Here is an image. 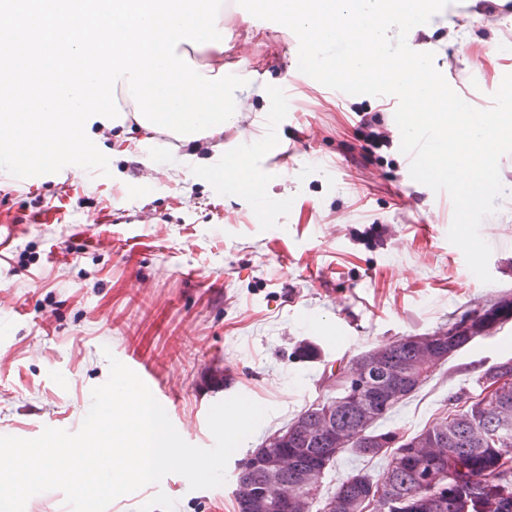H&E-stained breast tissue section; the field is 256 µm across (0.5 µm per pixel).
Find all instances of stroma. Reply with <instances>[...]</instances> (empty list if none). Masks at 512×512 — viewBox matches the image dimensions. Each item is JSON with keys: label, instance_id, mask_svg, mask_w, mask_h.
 <instances>
[{"label": "stroma", "instance_id": "stroma-1", "mask_svg": "<svg viewBox=\"0 0 512 512\" xmlns=\"http://www.w3.org/2000/svg\"><path fill=\"white\" fill-rule=\"evenodd\" d=\"M243 13L227 0L224 71L249 82L223 150L244 153L239 130L266 135L267 206L203 174L199 159L222 158L210 141L147 139L130 101L124 124L88 123L110 176L77 167L15 186L0 175V436L79 430L112 356L149 370L189 444L213 446L205 412L216 402L242 395L270 410L223 486L193 490L170 474L107 512H236L239 463L327 396L332 366L512 298V154L500 159L506 192L480 226L492 248L485 284L447 238L452 201L410 176L397 99L306 79L297 36L241 23ZM407 43L434 52L451 87L488 108L512 73V0H450ZM304 343L313 358H300ZM511 357L512 321L449 357L379 428L433 426L451 396L475 392L484 369ZM386 464L343 450L322 493L358 471L381 479Z\"/></svg>", "mask_w": 512, "mask_h": 512}]
</instances>
